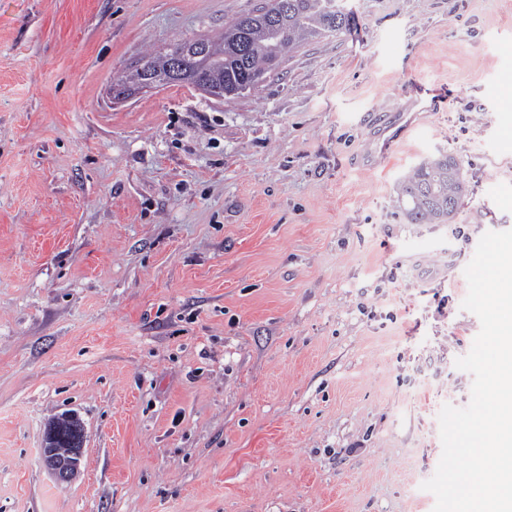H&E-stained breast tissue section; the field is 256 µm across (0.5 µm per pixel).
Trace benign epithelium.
Wrapping results in <instances>:
<instances>
[{
	"label": "benign epithelium",
	"instance_id": "benign-epithelium-1",
	"mask_svg": "<svg viewBox=\"0 0 512 512\" xmlns=\"http://www.w3.org/2000/svg\"><path fill=\"white\" fill-rule=\"evenodd\" d=\"M66 420L71 423L67 430L55 423L48 424L42 448L44 464L59 482L72 479L80 465L84 447L82 423L73 415L66 416Z\"/></svg>",
	"mask_w": 512,
	"mask_h": 512
}]
</instances>
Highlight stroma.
I'll use <instances>...</instances> for the list:
<instances>
[{"instance_id": "1", "label": "stroma", "mask_w": 512, "mask_h": 512, "mask_svg": "<svg viewBox=\"0 0 512 512\" xmlns=\"http://www.w3.org/2000/svg\"><path fill=\"white\" fill-rule=\"evenodd\" d=\"M261 2L0 0V512H433L464 269L512 229V0H345L240 96L115 97ZM443 154L456 213L409 223L398 185ZM71 423L68 430L61 429L57 422L49 423L44 435L42 457L45 466L59 482H68L76 473L84 447V428L74 415H66Z\"/></svg>"}]
</instances>
